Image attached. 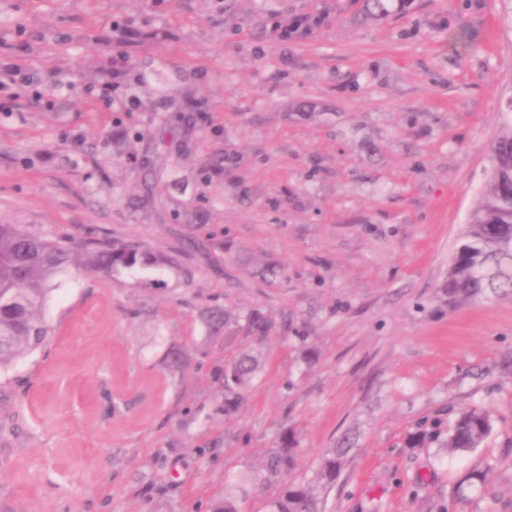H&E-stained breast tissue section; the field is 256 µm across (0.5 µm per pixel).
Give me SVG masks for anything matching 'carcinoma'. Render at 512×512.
Listing matches in <instances>:
<instances>
[{"instance_id":"carcinoma-1","label":"carcinoma","mask_w":512,"mask_h":512,"mask_svg":"<svg viewBox=\"0 0 512 512\" xmlns=\"http://www.w3.org/2000/svg\"><path fill=\"white\" fill-rule=\"evenodd\" d=\"M505 111L511 125L497 138L490 153L485 186L468 213L461 243L448 264V298L512 296V102ZM82 258L90 272L112 274L118 270L159 267L168 259L139 245L119 242H86L82 252L62 241L32 235L16 224H0V369L26 352L46 345L49 329L40 311L55 287L57 276ZM247 327L259 341L267 338L274 324L259 310L247 316ZM260 361L243 355L224 369L225 410L242 402L243 391L260 372ZM491 431L485 410H463L448 423L442 448L449 454L479 447ZM344 438L321 457L314 480L303 486L284 485L267 503V512H324L320 491L332 487L345 465L348 449ZM294 464L292 442L283 439L263 465L269 478L288 472ZM252 478L239 476L225 493L215 512H242Z\"/></svg>"}]
</instances>
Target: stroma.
<instances>
[{
    "label": "stroma",
    "mask_w": 512,
    "mask_h": 512,
    "mask_svg": "<svg viewBox=\"0 0 512 512\" xmlns=\"http://www.w3.org/2000/svg\"><path fill=\"white\" fill-rule=\"evenodd\" d=\"M386 7L0 0V223L170 260L57 280L51 342L0 371V512H212L288 431L294 469L245 503L266 512L350 430L325 512H512V297L445 287L512 98V0ZM252 309L287 335L257 341ZM472 406L490 435L442 454ZM260 361L252 355H243L224 369L225 410L232 411L242 402L243 391L260 372Z\"/></svg>",
    "instance_id": "1"
}]
</instances>
